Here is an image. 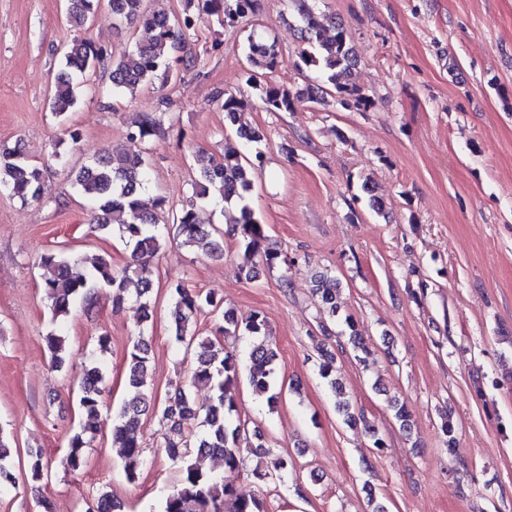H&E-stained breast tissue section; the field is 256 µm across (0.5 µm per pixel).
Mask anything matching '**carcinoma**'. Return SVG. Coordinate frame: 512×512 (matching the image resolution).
I'll return each mask as SVG.
<instances>
[{
    "label": "carcinoma",
    "mask_w": 512,
    "mask_h": 512,
    "mask_svg": "<svg viewBox=\"0 0 512 512\" xmlns=\"http://www.w3.org/2000/svg\"><path fill=\"white\" fill-rule=\"evenodd\" d=\"M107 7L119 24L138 25L150 32L149 39L112 56V92L133 93L140 86L158 77L169 79L173 60L181 61L186 36L204 16L218 17L220 27H234L254 17L257 0H185L180 17H172L163 10L148 11L143 0H70L67 19L71 25H86L100 7ZM316 0H292L291 19L300 34L302 47L297 68L315 73L308 82L290 89L276 83L271 74L277 66L276 45L264 39L249 37L247 82L257 90L268 112H293L305 104L321 105L326 97L333 98L342 107L367 109L372 100L349 83V74L356 65L357 55L350 43L343 23L318 12ZM106 56V50L86 39H74L62 52L61 67L55 76L49 96L50 111L57 117L66 116L78 101V83L75 79L95 70ZM217 105L224 112L225 127L240 142L238 147L224 148L219 157L196 155L199 166L192 181V199L172 216V225L163 223L166 199L150 196L148 161L143 154L126 152L120 157L106 152L91 163L80 167L72 179L73 188L95 205L92 229L100 233L117 230L120 238L131 247V262L116 271L107 257L92 263L87 272L76 270L78 260L61 252H47L41 264L49 273L42 288L49 301L51 322L59 325L68 318L76 303L83 309L94 307L98 290L112 288V305L122 306L127 300L140 303L145 322L151 317L149 295L152 285L137 273V264L154 257L165 242L164 229L169 227L173 237L188 247H197L208 255L223 253L224 236H231L243 250L245 263L241 273L247 280L259 275V265L271 268L284 261L275 248L260 250L267 240L264 224L249 204L254 188V174L261 164V153H247V149L265 139L258 127L240 122V113L246 107L244 99L224 91L217 96ZM160 121L146 115L136 122L128 133L132 141H150L161 135ZM0 191L22 203L38 201L49 194L43 168L31 163L22 150L0 148ZM214 201L236 205L239 217L226 230L218 225L206 228L202 224L197 201ZM174 300L171 319V341L195 347L197 365L191 383L212 387L215 395L206 408L196 405L187 388L174 386L160 406V421L168 456L181 463L177 484L163 499L161 512H266L265 502L256 496L237 493L234 478L242 460L239 452L243 427L233 423L236 402L234 386L241 372L238 355L226 347H217L206 337L198 338L190 331L194 318L204 308L221 312L223 324L218 332L224 336H251L255 344L247 360L248 381L257 396L268 408L278 403L277 390L280 370L279 354L268 343L269 326L266 317L253 311L246 316L233 309H221L223 301L212 293H201L188 288L183 281L169 285ZM339 281L326 273L314 279L313 292L319 298L322 313L336 317ZM344 322L350 330L348 343L354 357L367 361L371 349L354 329L350 317ZM51 367L63 369L69 352L63 334L51 330L45 337ZM151 349L145 338V329L139 328L126 357V382L141 392V397L125 403L112 421V440L122 448L124 470L129 482L138 480L145 464L139 428L142 416L155 404L150 392ZM318 375L326 382L336 398V409L348 425L364 420L361 414L351 412L336 378V353L321 345L316 360ZM105 381L103 367L93 360L83 366L77 387L76 403L80 411L78 430L69 438L64 466L72 472L85 467V448L94 441L102 412L101 393ZM218 454L224 462V476L216 477L204 471L199 458ZM27 468L33 481L41 479L48 461L42 449L26 453ZM294 469V462L282 456L266 465L259 461L252 470L253 477L266 482L272 477H285ZM16 488L13 472V448L8 437L0 432V495ZM122 504L107 492L100 493L87 512H121Z\"/></svg>",
    "instance_id": "1"
}]
</instances>
